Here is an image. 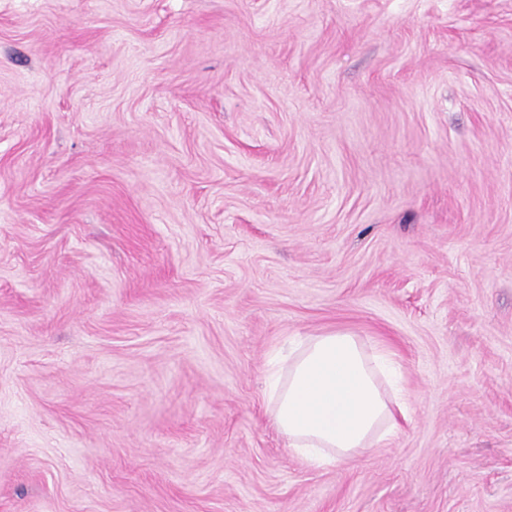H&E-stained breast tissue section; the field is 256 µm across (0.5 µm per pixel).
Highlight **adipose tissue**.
<instances>
[{
	"instance_id": "ef3b65f1",
	"label": "adipose tissue",
	"mask_w": 512,
	"mask_h": 512,
	"mask_svg": "<svg viewBox=\"0 0 512 512\" xmlns=\"http://www.w3.org/2000/svg\"><path fill=\"white\" fill-rule=\"evenodd\" d=\"M268 403L289 448L315 464L393 440L408 400L395 354L349 333L291 341L274 354Z\"/></svg>"
}]
</instances>
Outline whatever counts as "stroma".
Masks as SVG:
<instances>
[{"mask_svg": "<svg viewBox=\"0 0 512 512\" xmlns=\"http://www.w3.org/2000/svg\"><path fill=\"white\" fill-rule=\"evenodd\" d=\"M338 331L410 420L315 466ZM0 512H512V0H0ZM268 403L288 447L315 464L350 459L393 440L408 421L395 353L349 333L307 336L275 352ZM388 385V393L381 379Z\"/></svg>", "mask_w": 512, "mask_h": 512, "instance_id": "1", "label": "stroma"}]
</instances>
